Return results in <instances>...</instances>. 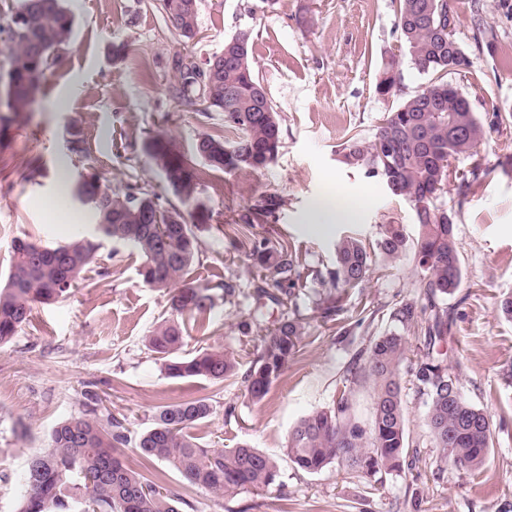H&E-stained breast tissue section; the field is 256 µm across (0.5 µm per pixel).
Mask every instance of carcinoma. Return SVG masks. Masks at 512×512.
I'll list each match as a JSON object with an SVG mask.
<instances>
[{
	"instance_id": "1",
	"label": "carcinoma",
	"mask_w": 512,
	"mask_h": 512,
	"mask_svg": "<svg viewBox=\"0 0 512 512\" xmlns=\"http://www.w3.org/2000/svg\"><path fill=\"white\" fill-rule=\"evenodd\" d=\"M183 0H161V7L176 34L190 38L198 28V12L183 13ZM397 29L416 68L428 75L425 87L386 113L373 139L354 133L339 150L340 162L365 169V173L395 184V195L412 207L419 233L415 245L416 267L423 273L428 319L419 320L412 302L400 305L393 318L403 329L423 336L425 360L409 369L417 393L425 398V425L439 448L441 462L473 471L486 466L493 447L487 412L467 402L459 380L448 369L440 350L448 336L445 299L460 286L461 266L454 232V212L442 198L448 193L451 161L474 158L469 175L481 170L477 147L485 136L469 100L448 90V75L462 74L448 51L457 15L448 0H397ZM74 18L65 0H8L0 7V105H8L14 121L37 105L31 89L69 47ZM224 70L218 81H207L195 62L177 60L183 97L204 90L212 99L208 112L224 113V134L203 133L194 145L196 157L213 171L267 167L281 148L280 116L255 74L251 61V32L242 30L224 42ZM396 60L385 63L376 88L389 96L398 88ZM209 150L202 157L200 148ZM147 156L165 168L162 176L176 202L162 205L160 198L139 187L125 192L102 188L95 179L90 207L95 219L112 225V239L132 244L143 262L142 282L169 288L179 282L168 299L170 317L148 338L149 348L169 357V376L205 378L222 384L234 374L236 356L224 350L200 347L182 352L188 327L206 319L215 306L211 288L182 282L188 267L201 253L193 225L205 215L196 203L201 180L195 163L182 154L164 132L144 142ZM281 206L276 196H264L255 205L256 215L275 217ZM406 243L403 227L385 224L377 242L381 257L394 259ZM99 241L77 236L38 252L20 240L12 246L11 262L0 285V345L6 344L29 321L33 306L65 300L76 288L81 273L93 262ZM250 256L259 269L258 299L297 306L302 282V261L297 250L262 238L253 243ZM335 265L315 272L326 291L325 317L343 310L347 290L362 283L372 269L371 253L357 238L345 236L335 244ZM278 290L272 294L268 287ZM304 327L295 318L281 321L260 337L256 355L246 373L248 397L262 401L298 351ZM408 351V337L398 331L376 336L355 373L374 387L370 422L350 414L348 398L331 408L314 411L291 430L284 452L296 468L318 473L337 462L366 477L397 471L408 456L406 408L401 369ZM208 399H188L158 407L153 426L135 443L138 456L156 459L175 470L189 485L231 497L241 491L269 487L278 476L277 460L257 448H205L188 429L208 417ZM127 443L123 422L112 413L93 407L88 413L59 423L48 448L30 455L25 491L17 512H179L178 498L159 479H148L128 468L121 459Z\"/></svg>"
}]
</instances>
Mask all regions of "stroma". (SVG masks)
<instances>
[{"mask_svg":"<svg viewBox=\"0 0 512 512\" xmlns=\"http://www.w3.org/2000/svg\"><path fill=\"white\" fill-rule=\"evenodd\" d=\"M156 0H66L75 37L61 62L42 81L34 112L11 122L0 138V282L13 239L53 247L86 230L91 215L72 197L79 171L98 174L103 186H142L161 198L170 189L143 149L148 133H169L186 156L197 136L219 134L224 116L203 115L176 97L174 57L196 62L222 51L224 41L251 30L254 70L281 117L282 148L260 170L203 171L198 201L208 216L197 225L202 256L188 279L216 287L232 283L234 295L217 294L206 335L208 345L241 357L252 353L285 307L257 303V271L249 257L253 240L290 244L310 274L335 261L343 236L375 249L385 224L402 225L407 241L418 226L410 204L364 169L340 162L337 151L352 132L371 139L385 113L421 90L426 74L401 46L394 0H199V39H180ZM459 16L455 38L464 49L467 75L448 81L470 102L485 138L478 147L482 172L468 189L450 182L446 200L455 209L461 283L449 295L448 364L462 395L492 417L493 451L474 473L444 464L425 426V405L411 381L403 383L411 454L401 470L364 479L341 464L317 473L298 470L284 454L288 435L307 414L348 397L355 416L369 421L374 391L351 374L371 338L395 328L394 308L423 303L422 273L411 252L377 263L361 286L349 289L343 309L323 318L314 283L300 290L298 315L306 337L295 359L260 403L249 400L243 374L213 385L206 379L169 377L161 354L147 338L166 317L167 292L144 285L142 258L130 247L103 241L77 288L64 301L35 306L12 341L0 346V512H15L23 494L28 456L49 444L62 420L102 405L123 420L130 440L125 460L142 464L132 446L159 405L208 398L210 415L190 433L210 448L246 443L278 460L270 487L229 498L188 486L156 461L169 489L186 505L180 512H512V319L498 305L512 293V70L500 57L512 54V0H452ZM130 53L114 59L112 47ZM396 59L399 89L378 94L388 59ZM86 141L87 156L72 157L67 131ZM357 193L372 189L369 206L354 224H314L312 203L330 183ZM282 198L274 222L256 220L263 196ZM260 323L249 324L254 306ZM363 327H356V320Z\"/></svg>","mask_w":512,"mask_h":512,"instance_id":"35a3bbf8","label":"stroma"}]
</instances>
